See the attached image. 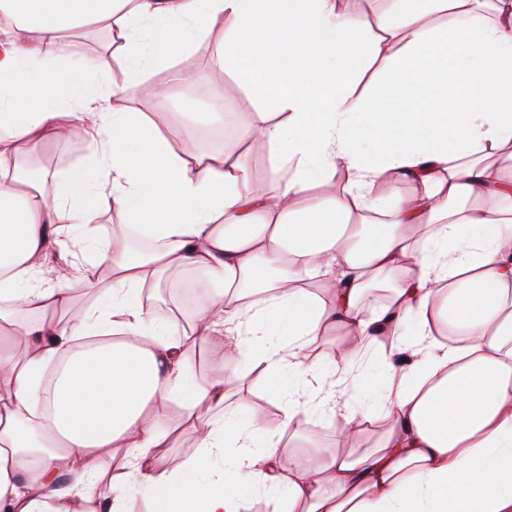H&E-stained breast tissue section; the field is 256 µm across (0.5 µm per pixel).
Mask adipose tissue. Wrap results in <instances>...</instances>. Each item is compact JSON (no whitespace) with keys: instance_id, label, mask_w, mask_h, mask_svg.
<instances>
[{"instance_id":"adipose-tissue-1","label":"adipose tissue","mask_w":512,"mask_h":512,"mask_svg":"<svg viewBox=\"0 0 512 512\" xmlns=\"http://www.w3.org/2000/svg\"><path fill=\"white\" fill-rule=\"evenodd\" d=\"M0 15V335L39 340L22 361L0 345V512H104L107 475L114 512L133 493L150 512H244L246 483L282 512H512V0L371 16L338 0H0ZM219 18L210 66L232 79L203 85V118L223 121L233 90L264 104L244 131L268 150L262 193L235 145L181 154L114 106ZM91 23L111 28L126 83L111 54L68 40ZM47 138L92 151L60 196L23 172ZM388 178L412 192L385 203ZM106 207L154 247L134 256L114 235L108 282L75 316L83 268L43 258L86 249ZM184 270L200 276L191 315L155 312L150 292ZM340 328L324 363L316 341ZM198 336L264 382L275 426L227 404L223 374L189 373ZM370 356L384 384L349 405L343 379ZM173 400L200 450L178 472L155 456L175 442ZM313 415L338 447L300 462L291 440ZM371 425L377 445L350 447Z\"/></svg>"}]
</instances>
